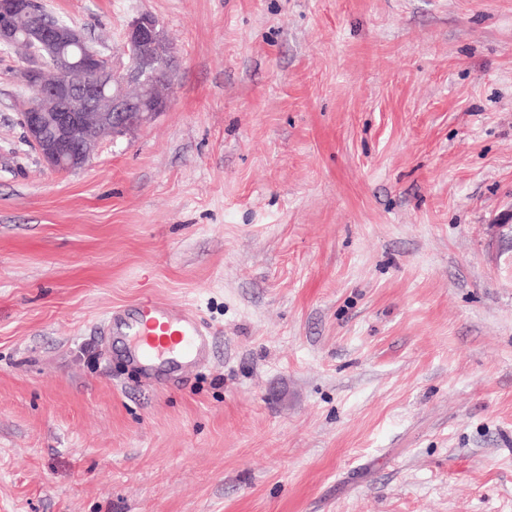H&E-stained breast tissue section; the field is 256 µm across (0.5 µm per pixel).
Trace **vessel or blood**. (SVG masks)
I'll list each match as a JSON object with an SVG mask.
<instances>
[{"instance_id": "vessel-or-blood-1", "label": "vessel or blood", "mask_w": 512, "mask_h": 512, "mask_svg": "<svg viewBox=\"0 0 512 512\" xmlns=\"http://www.w3.org/2000/svg\"><path fill=\"white\" fill-rule=\"evenodd\" d=\"M106 323L121 326L144 374H151L157 363L172 354L180 355L188 367L210 358L213 337L204 330L191 308H172L146 300L139 315L113 311Z\"/></svg>"}]
</instances>
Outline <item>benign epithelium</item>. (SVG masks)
Segmentation results:
<instances>
[{"label": "benign epithelium", "instance_id": "benign-epithelium-1", "mask_svg": "<svg viewBox=\"0 0 512 512\" xmlns=\"http://www.w3.org/2000/svg\"><path fill=\"white\" fill-rule=\"evenodd\" d=\"M29 11V0H0V45H33L46 61L27 73L36 98L20 113L26 138L46 167L80 170L100 138L131 132L166 109L163 86L174 55L152 15L130 23L124 48L131 65L116 82L108 58L77 28L56 21L20 31L17 19Z\"/></svg>", "mask_w": 512, "mask_h": 512}]
</instances>
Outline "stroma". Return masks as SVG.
<instances>
[{"label": "stroma", "mask_w": 512, "mask_h": 512, "mask_svg": "<svg viewBox=\"0 0 512 512\" xmlns=\"http://www.w3.org/2000/svg\"><path fill=\"white\" fill-rule=\"evenodd\" d=\"M169 102L27 143L0 46V512H512V0H41ZM193 308L143 384L104 318Z\"/></svg>", "instance_id": "35a3bbf8"}]
</instances>
